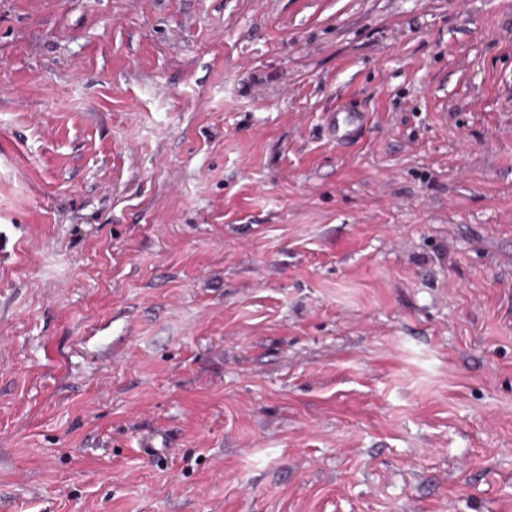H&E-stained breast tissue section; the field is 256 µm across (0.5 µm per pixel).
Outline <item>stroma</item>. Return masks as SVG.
Segmentation results:
<instances>
[{
  "label": "stroma",
  "instance_id": "obj_1",
  "mask_svg": "<svg viewBox=\"0 0 512 512\" xmlns=\"http://www.w3.org/2000/svg\"><path fill=\"white\" fill-rule=\"evenodd\" d=\"M0 512H512V0H0ZM360 124L361 116L357 113H348L342 120L338 117H333L328 124L329 134L331 137L336 138L337 142H344L356 134Z\"/></svg>",
  "mask_w": 512,
  "mask_h": 512
}]
</instances>
